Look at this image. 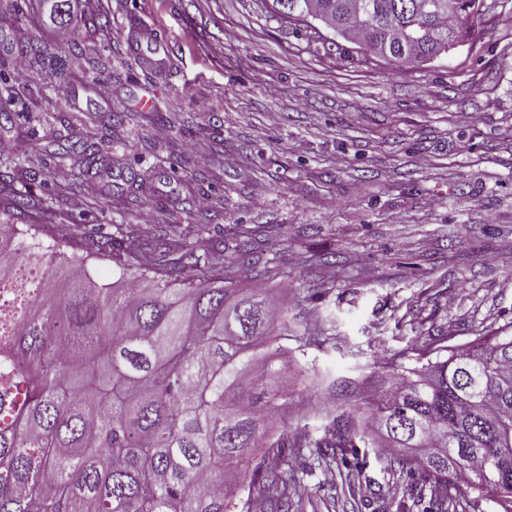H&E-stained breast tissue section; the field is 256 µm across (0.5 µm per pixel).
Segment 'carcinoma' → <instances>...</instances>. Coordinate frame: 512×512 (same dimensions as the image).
<instances>
[{
	"label": "carcinoma",
	"instance_id": "carcinoma-1",
	"mask_svg": "<svg viewBox=\"0 0 512 512\" xmlns=\"http://www.w3.org/2000/svg\"><path fill=\"white\" fill-rule=\"evenodd\" d=\"M70 21V0H47ZM273 0L282 19L311 18L395 66L431 62L469 38L484 0ZM19 88L0 70V121L22 116ZM43 224H0V512H230V477L252 473V452L272 439L269 417L288 401L280 340L288 314L250 277L252 237L236 240L220 267L202 263L178 225L120 239L90 237L93 255L119 269L97 284L65 241L44 245ZM428 337L417 365L383 364L391 383L367 396L368 415L332 420L325 459L392 448L417 485L442 489L437 512L456 499L454 478L491 492L512 512V335L480 336L462 351ZM425 442L448 457L409 452Z\"/></svg>",
	"mask_w": 512,
	"mask_h": 512
}]
</instances>
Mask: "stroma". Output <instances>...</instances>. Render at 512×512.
Returning <instances> with one entry per match:
<instances>
[{"mask_svg": "<svg viewBox=\"0 0 512 512\" xmlns=\"http://www.w3.org/2000/svg\"><path fill=\"white\" fill-rule=\"evenodd\" d=\"M269 2L96 0L60 29L43 0H0V61L26 114L0 127V171L24 161L0 188V222L20 221L7 209L14 189L30 194V221L77 243L83 224L133 232L148 208L156 223L199 227L192 243L211 265L236 227L252 231L302 373L277 431L320 440L333 414L381 384L387 357L402 351L414 365L424 336L465 347L512 333V0H485L467 44L402 68L271 17ZM91 17L100 27L85 29ZM141 22L159 43L140 37ZM19 26L45 50L39 68H16ZM78 43L90 57L77 71ZM52 71L69 99L46 86ZM115 112L123 123H111ZM105 122L102 155L87 161L80 147ZM64 139L73 154H59ZM196 140L210 146L208 167L187 149ZM202 197L208 208L195 207ZM306 330L326 343L298 345ZM393 457L371 449L351 491L341 462L285 448L266 458L264 485L291 471L294 512H375L380 498L423 512Z\"/></svg>", "mask_w": 512, "mask_h": 512, "instance_id": "obj_1", "label": "stroma"}]
</instances>
